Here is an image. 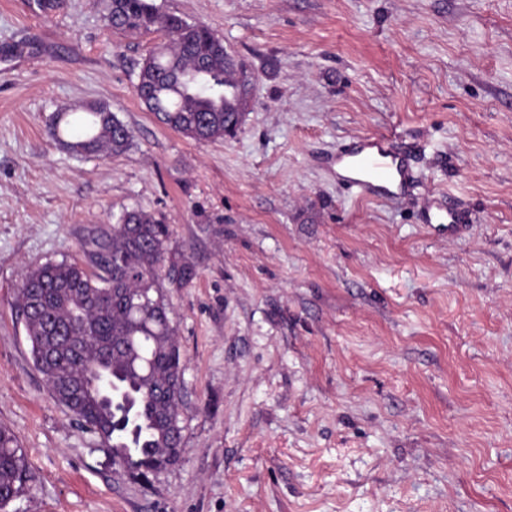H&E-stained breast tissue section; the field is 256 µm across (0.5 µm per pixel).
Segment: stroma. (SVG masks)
<instances>
[{
    "label": "stroma",
    "mask_w": 512,
    "mask_h": 512,
    "mask_svg": "<svg viewBox=\"0 0 512 512\" xmlns=\"http://www.w3.org/2000/svg\"><path fill=\"white\" fill-rule=\"evenodd\" d=\"M254 76L197 142L135 93L162 37L93 0H0V427L33 476L7 512H512V0H154ZM103 100L127 151L77 158L50 116ZM391 136L421 179L350 194L323 157ZM471 226L429 233L428 196ZM126 209L197 276L167 292L184 355L179 461L131 476L34 367L13 296Z\"/></svg>",
    "instance_id": "stroma-1"
}]
</instances>
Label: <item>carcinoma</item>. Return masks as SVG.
I'll return each mask as SVG.
<instances>
[{"label":"carcinoma","instance_id":"carcinoma-1","mask_svg":"<svg viewBox=\"0 0 512 512\" xmlns=\"http://www.w3.org/2000/svg\"><path fill=\"white\" fill-rule=\"evenodd\" d=\"M107 27L128 35L160 30L139 68L135 92L170 129L197 142L233 133L243 111L239 73L244 66L224 50L209 27L165 14L153 0H95ZM53 140L79 157L112 156L131 145L129 127L104 101L82 111L54 113ZM168 228L139 209L112 217L81 242L84 260L47 262L26 269L14 295L25 322L35 368L55 399L107 449L121 467L139 475L155 461L181 454L183 355L170 317L164 281L181 287L196 275L188 260L162 278ZM103 368L112 375V400L87 398L86 377ZM30 481L24 448L0 428V512Z\"/></svg>","mask_w":512,"mask_h":512}]
</instances>
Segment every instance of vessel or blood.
<instances>
[{
    "label": "vessel or blood",
    "instance_id": "obj_1",
    "mask_svg": "<svg viewBox=\"0 0 512 512\" xmlns=\"http://www.w3.org/2000/svg\"><path fill=\"white\" fill-rule=\"evenodd\" d=\"M333 161L337 177L358 196L385 200L405 198L414 175L409 155L400 151L386 135L360 137L337 150ZM425 218L443 227L448 237L466 232L456 204L428 200Z\"/></svg>",
    "mask_w": 512,
    "mask_h": 512
}]
</instances>
